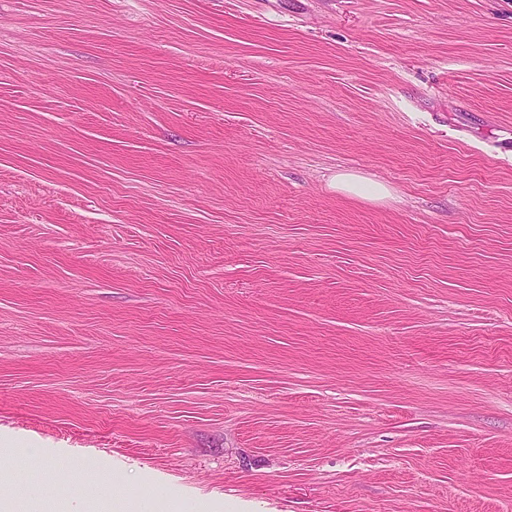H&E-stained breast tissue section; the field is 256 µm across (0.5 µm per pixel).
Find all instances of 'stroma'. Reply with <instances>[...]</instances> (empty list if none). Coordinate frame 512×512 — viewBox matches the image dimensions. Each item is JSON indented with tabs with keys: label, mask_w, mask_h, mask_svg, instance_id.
<instances>
[{
	"label": "stroma",
	"mask_w": 512,
	"mask_h": 512,
	"mask_svg": "<svg viewBox=\"0 0 512 512\" xmlns=\"http://www.w3.org/2000/svg\"><path fill=\"white\" fill-rule=\"evenodd\" d=\"M0 499L512 512V0H0ZM336 189L349 196L369 200L381 199L389 194L387 187L383 184L345 173L337 174Z\"/></svg>",
	"instance_id": "stroma-1"
}]
</instances>
